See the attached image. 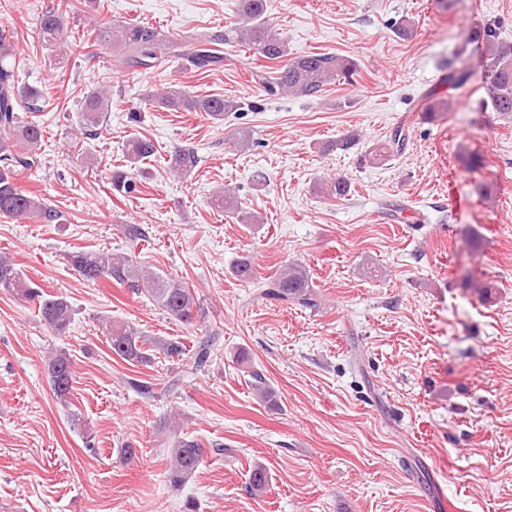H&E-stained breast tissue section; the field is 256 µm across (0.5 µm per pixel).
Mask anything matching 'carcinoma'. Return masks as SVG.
<instances>
[{"mask_svg": "<svg viewBox=\"0 0 512 512\" xmlns=\"http://www.w3.org/2000/svg\"><path fill=\"white\" fill-rule=\"evenodd\" d=\"M240 26L224 33H204L184 43L164 40L158 30L143 22H127L108 32L106 47L117 51L112 56L116 70L128 75H138L152 68H160L172 62H188L192 67L211 71L224 67L221 45L232 42L244 44L266 60H279L288 54L286 40L273 31L265 17V0H239ZM63 13L47 11L35 19L34 32L40 42L52 49L63 36ZM467 40L481 46L486 57L487 70L484 83L486 102L493 111L502 115L512 114V43L500 39L493 23L468 34ZM14 36L0 26V216L14 219H36L43 224L60 223L59 212L43 199L30 195L17 185L21 171L27 168L43 146V129L40 125L21 123L17 107L25 103L35 106L41 91L31 86L19 85L15 67L9 59L14 56ZM358 73L357 63L348 56L311 53L298 56L275 71L255 70L251 79L268 96L291 95L311 98L321 95L325 87L344 78L352 79ZM471 71L462 59L448 64L446 81L453 89L465 87ZM144 105L175 112H203L213 120L221 121L224 114L239 110V103L222 96L197 97L184 87L173 84L159 94L144 99ZM112 111V96L105 90L87 93L78 112V128L81 134L95 136L108 112ZM406 134L397 129L383 147L375 151L381 157L403 152ZM124 151L132 164L143 162L154 155L155 145L147 138L134 135L125 145ZM458 161L470 174H481L484 168L482 156L469 153L458 157ZM197 162L194 152L178 149L171 157V169L178 175L188 173ZM322 193L341 198L348 194L349 183L342 178L328 180L319 185ZM112 190L122 196L132 197L139 192V182L124 171L112 175ZM73 269L87 281H108L120 287L144 292L168 317L185 326L195 327L200 323L202 312L195 291L186 283L167 273H160L141 265L130 255H114L108 250L78 251L70 256ZM0 290L16 293L36 303L43 324L55 336L67 333L74 319L70 302L58 295L45 292L13 264L9 258L0 256ZM258 297L282 302H296L302 306L315 307L311 279L307 270L297 264L288 263L275 275L269 277L260 289ZM105 330L110 337L112 350L124 361L133 365H149L153 352L161 350L171 358L182 362L180 374L172 377L167 390L174 389L182 377L195 374L211 361L215 337L205 336L196 347L187 349L183 343L147 336L140 330L125 324L108 322ZM48 378L56 400L70 403L73 388V369L66 351L59 349L47 360ZM256 390L271 410L279 409L277 393L266 385L260 376H255ZM158 432L166 436L170 464L166 478L174 488L185 485L200 468L205 450L195 439L182 432L168 416L160 422ZM269 485L266 467L257 465L250 475L252 490L261 492Z\"/></svg>", "mask_w": 512, "mask_h": 512, "instance_id": "cac0c4a2", "label": "carcinoma"}]
</instances>
